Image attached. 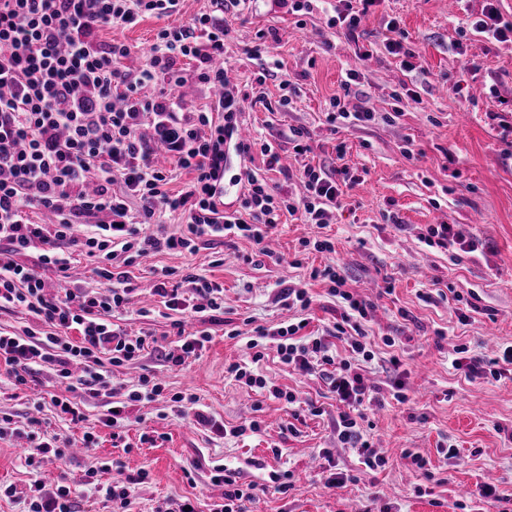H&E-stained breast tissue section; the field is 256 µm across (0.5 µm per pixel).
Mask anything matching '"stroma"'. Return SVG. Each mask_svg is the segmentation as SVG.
<instances>
[{"instance_id":"35a3bbf8","label":"stroma","mask_w":512,"mask_h":512,"mask_svg":"<svg viewBox=\"0 0 512 512\" xmlns=\"http://www.w3.org/2000/svg\"><path fill=\"white\" fill-rule=\"evenodd\" d=\"M484 0H381L360 24L358 41L330 28L321 9L292 14L276 0H247L226 11L224 72L230 89L249 92L262 70L264 103L246 105L241 120L254 136L279 146L283 172L266 171L261 154L251 166L284 190L300 195L304 186L286 180L297 161L288 141L291 130L304 131L305 161L349 168L359 181L344 197L334 223L321 228L283 216L267 243V254L244 238L203 245L195 253L161 252L136 259L129 267L137 289L129 309L113 322L127 333L147 337L142 355L112 369V395L60 387L52 366L41 367L26 385L14 386L0 375V416L18 425H35L41 437L60 436L69 448L66 466L46 463L39 473L26 468L17 438L0 440V485L14 496H0V512H20L33 480L46 487H71L78 512H111L112 504L85 486L87 472L111 464L106 480L129 485V512H165L172 501L190 498L197 512L222 502L225 486L215 482L223 465L255 484L247 512H496L478 495L491 485L512 501V375L466 379L452 368L460 348L491 358L497 346L512 345V46L493 44L476 33L472 20ZM397 18L405 48L417 55L414 69L387 53L388 18ZM164 20L153 16L135 24L100 29V44L122 43L131 53L125 69H139ZM266 44L268 56L252 49ZM363 45L369 57L355 47ZM351 89L372 114L366 122L329 123L330 102L341 94L349 71ZM290 87H283L282 78ZM432 224H455L483 242L482 250L454 254L428 247L422 234ZM330 237L331 253L305 250L303 240ZM342 265L350 284L370 301L367 325L375 359L370 378L385 398L365 410L361 429L373 448L387 458L384 468L365 469L355 449L341 443L336 418L343 411L318 378L279 362L265 352L255 370L301 400L294 407L262 396L231 378L226 369L238 361L256 326L276 328L284 320H304L312 331H332L338 303L328 283L311 279L313 269ZM191 292L189 276L221 284L224 307L186 322L189 331L206 332L201 354L182 366H169L176 349L172 326L178 312L154 293L160 271ZM306 285L309 308L282 307L280 289ZM392 285L384 293V285ZM477 293V311L460 324L457 296ZM241 335L230 338V330ZM394 346H386L385 338ZM398 356L393 368L390 356ZM162 381V396L129 407V448L113 447L112 430L103 423L108 409L125 401L140 377ZM405 384L406 402L388 391L394 379ZM194 395L202 411L226 427L253 415L265 422L250 437H222L180 415L173 395ZM70 395L80 418L59 420L53 396ZM320 407V414L309 411ZM92 434L96 446L84 448ZM150 442H140V434ZM458 448L449 457L441 444ZM427 461L418 469L412 454ZM289 471L293 486L276 491L272 473ZM342 474L327 484L331 473Z\"/></svg>"}]
</instances>
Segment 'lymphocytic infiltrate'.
<instances>
[{
	"label": "lymphocytic infiltrate",
	"instance_id": "lymphocytic-infiltrate-1",
	"mask_svg": "<svg viewBox=\"0 0 512 512\" xmlns=\"http://www.w3.org/2000/svg\"><path fill=\"white\" fill-rule=\"evenodd\" d=\"M241 0H214L215 13H204L179 26L158 31L144 64L136 71L122 67L130 49L124 44L99 46L97 31L122 26L152 15L179 13L181 0H0V309L20 308L44 323V330L18 335L0 333V362L15 384L45 365L55 366L66 396L53 405L63 417L78 418L70 391H97L112 383L110 367L140 357L146 339L115 327V313L126 309L133 287L124 268L138 257L160 250L195 252L203 241L241 235L263 246L282 214L301 215L320 227L332 223L342 207L346 188L356 181L348 168L305 163L295 176L305 192L296 197L270 184L250 167H240L236 181L244 192L237 209H227L216 184L228 155L226 136L243 112L244 96L228 93L213 109L189 108L182 88L188 80L219 88L224 84L223 12ZM194 61L185 76L181 60ZM152 94H145V87ZM150 127L145 139L142 127ZM161 143L194 177L179 191L153 159V143ZM42 209L51 219L32 223L27 210ZM176 213L178 233L160 237L146 230L165 213ZM93 223L90 233L76 236L78 225ZM76 247L92 265L104 290L76 295L67 288L72 258L65 246ZM36 253L34 264L19 256ZM61 281L56 293L46 291L45 271ZM342 312L335 326L349 336L350 357L338 358L324 337L301 335L300 324L275 329L255 327L246 342L248 358L229 364L236 381L292 404L295 394L268 387L252 369L263 349L279 360L318 376L346 412L336 422L342 443L356 448L370 470L385 458L364 440L355 410L378 402L379 389L360 371L375 353L364 329L371 303L347 288L340 267L320 272ZM194 299L178 288L158 283L155 292L167 308L197 315L223 308L222 287L204 276L192 280ZM84 363L82 375L71 365ZM108 369H101V362ZM26 437L25 464L38 469L66 456L56 440L40 439L0 420V438ZM24 512H76L70 487L47 489L33 482Z\"/></svg>",
	"mask_w": 512,
	"mask_h": 512
}]
</instances>
